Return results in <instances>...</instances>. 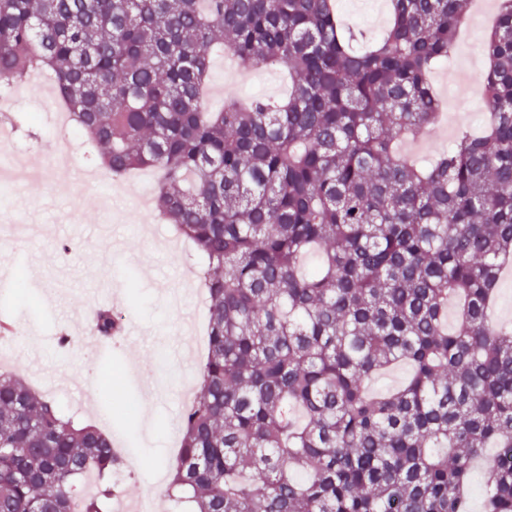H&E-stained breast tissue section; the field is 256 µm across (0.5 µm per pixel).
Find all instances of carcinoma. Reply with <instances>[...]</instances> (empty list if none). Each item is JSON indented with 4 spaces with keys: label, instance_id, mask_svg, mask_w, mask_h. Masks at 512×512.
I'll return each mask as SVG.
<instances>
[{
    "label": "carcinoma",
    "instance_id": "cac0c4a2",
    "mask_svg": "<svg viewBox=\"0 0 512 512\" xmlns=\"http://www.w3.org/2000/svg\"><path fill=\"white\" fill-rule=\"evenodd\" d=\"M486 34L485 130L422 165L429 74L470 0H389L363 47L335 0H0V91L49 73L104 178L151 167L154 203L208 262V347L167 497L190 512H512V0ZM288 95L204 107L213 53ZM454 303L448 326V303ZM122 314L95 312L112 340ZM400 364L407 379L373 394ZM122 462L0 371V512H109ZM510 268V279L506 275V268L504 269L495 309V318L508 324H512V267Z\"/></svg>",
    "mask_w": 512,
    "mask_h": 512
}]
</instances>
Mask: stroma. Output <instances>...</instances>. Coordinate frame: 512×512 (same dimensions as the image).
Listing matches in <instances>:
<instances>
[{
    "label": "stroma",
    "mask_w": 512,
    "mask_h": 512,
    "mask_svg": "<svg viewBox=\"0 0 512 512\" xmlns=\"http://www.w3.org/2000/svg\"><path fill=\"white\" fill-rule=\"evenodd\" d=\"M343 20L354 29L379 34L389 22L387 0H337ZM483 29L462 31L444 66L431 72L433 87L443 100L464 105L469 95L460 85L483 59ZM244 83L224 79V59L213 61L206 107H218L230 95H244L252 85L262 97H281L288 90L282 69L259 66L244 74ZM19 113H36L39 124L13 130L23 159L46 170L44 178L16 182L11 198L0 206V270L23 277L32 302L16 300L9 314L17 322L10 354L0 368L35 380L64 413L79 422H93L121 436L126 462L116 480L127 500L141 501L146 512H170L164 495L168 468L180 442L184 407L182 383H198L206 347V308L197 278L205 260L166 224L156 208L140 210L128 186L155 183L154 171H137L108 187L88 185L83 173L98 169L94 149L85 139L69 146L68 163L52 158L63 131L55 123L58 102L36 89L13 87ZM486 111L470 117L469 128L482 127ZM464 124L445 112L416 143L405 144L413 158L424 159L447 148ZM73 243L60 256V242ZM116 296V308L148 336L147 341L106 344L76 334L71 350L58 355L54 337L63 325L78 327L99 299ZM185 343L180 356L158 365L156 354L168 345ZM114 369L111 393L103 391L106 369ZM161 393H151L152 385ZM133 401L137 413L126 424L114 423L112 409Z\"/></svg>",
    "instance_id": "obj_1"
}]
</instances>
